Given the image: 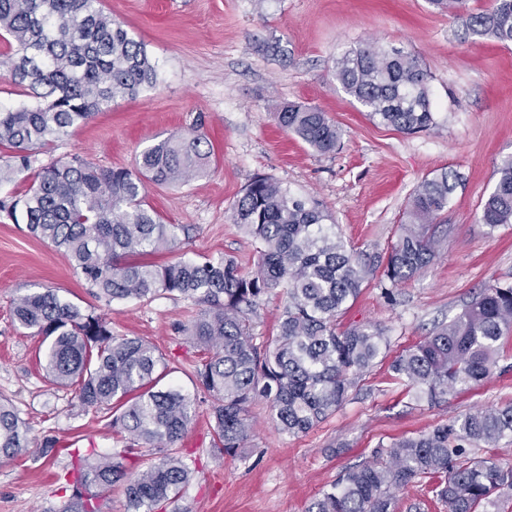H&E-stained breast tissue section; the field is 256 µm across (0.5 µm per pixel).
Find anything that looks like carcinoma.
<instances>
[{
  "label": "carcinoma",
  "instance_id": "cac0c4a2",
  "mask_svg": "<svg viewBox=\"0 0 512 512\" xmlns=\"http://www.w3.org/2000/svg\"><path fill=\"white\" fill-rule=\"evenodd\" d=\"M479 38L512 43V0H494L473 13L467 0H429ZM16 48L10 79L33 91L32 106L0 105V185L30 169L32 152L69 135L125 95L158 81V64L146 44L104 13L100 0H0V40ZM336 78L370 118L407 133L436 126L430 75L417 59L373 43L346 51ZM278 125L321 155L336 151L341 130L325 112L283 103ZM212 161L206 135H171L145 148L133 169H101L77 156L40 168L23 197L3 206L13 221L22 213L32 236L51 244L107 303L146 301L164 292L204 304L184 329L202 352L196 388L211 397L215 447L238 455L250 437L248 409L270 404L278 428L305 433L335 413L383 353L377 329L336 331V318L377 268L395 287L436 256L429 234L457 175L423 180L409 201L407 221L386 262L363 258L336 234L331 216L315 199H302L279 182L257 176L232 211L233 222L257 244L259 260L244 272L230 258L201 256L158 266L138 260L175 239L147 203L145 182L175 185L204 174ZM494 189L481 202L480 221L494 229L512 224V159L498 170ZM283 290L286 302L272 346L255 343L252 317L264 298ZM17 323L42 337L43 370L53 383L75 388L84 408L113 414L115 435L128 434L153 461L135 477L117 458L78 448L72 472L59 490L68 499L59 512H100L99 492L125 485L127 512H154L191 477L173 452L191 425L196 396L174 384L150 342L116 336L111 321L86 312L45 288L13 305ZM512 333V286L484 289L452 321L392 362L398 379L418 397L438 403L460 388L479 385L500 368L501 340ZM512 435V405L486 408L418 436L390 444L387 463L348 469L313 500L307 512H394V491L423 476H444L436 495L448 512H479L495 494L512 489V468L477 458L472 448ZM28 447L14 407L0 401V457Z\"/></svg>",
  "mask_w": 512,
  "mask_h": 512
}]
</instances>
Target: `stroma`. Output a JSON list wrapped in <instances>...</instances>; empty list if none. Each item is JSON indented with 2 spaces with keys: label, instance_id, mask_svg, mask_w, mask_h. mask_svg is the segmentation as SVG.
Listing matches in <instances>:
<instances>
[{
  "label": "stroma",
  "instance_id": "obj_1",
  "mask_svg": "<svg viewBox=\"0 0 512 512\" xmlns=\"http://www.w3.org/2000/svg\"><path fill=\"white\" fill-rule=\"evenodd\" d=\"M105 13L144 42L159 64L156 86L117 98L76 128L37 165L79 156L104 168H131L142 150L170 135L201 128L214 146L208 172L187 183L148 184L146 201L177 225L169 255L226 256L254 270L253 240L232 221L246 185L267 176L297 196L314 198L332 216L348 247L386 256L400 233L411 194L444 171L459 180L430 226L433 261L397 287L370 278L338 329H381L388 346L342 407L309 432L291 435L260 401L249 408L247 448L230 457L210 435L207 395L177 446L192 470L188 484L155 512H306L328 484L352 466L386 455L395 439L418 435L479 409L512 404V337L502 340L504 373L432 405L396 381L392 359L459 314L473 296L512 285V224L490 228L480 204L497 170L512 157V45L466 35L428 0H102ZM367 42L418 58L431 75L435 127L406 134L370 118L341 87L335 61ZM319 107L343 131L336 153L319 155L274 118L277 105ZM106 315L118 336L155 344L174 381L195 392L198 351L184 330L201 306L160 294L108 304L93 297L68 260L0 212V396L27 427L30 445L44 437L62 449L50 459L21 453L0 458V512H57L60 477L72 459L65 447L115 448L111 417L83 409L72 391L48 382L36 365L39 337L18 326L11 308L43 289ZM434 479L396 491L397 512H448Z\"/></svg>",
  "mask_w": 512,
  "mask_h": 512
}]
</instances>
